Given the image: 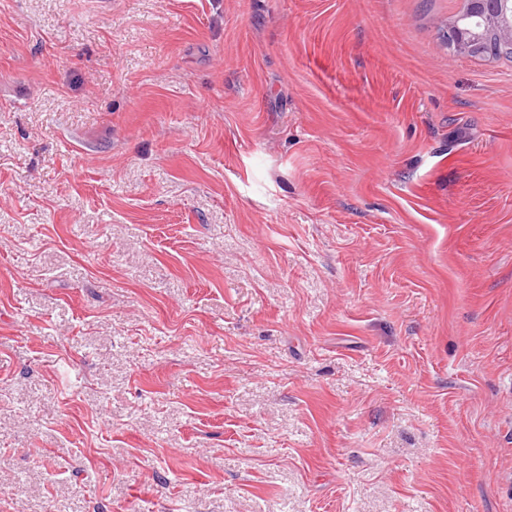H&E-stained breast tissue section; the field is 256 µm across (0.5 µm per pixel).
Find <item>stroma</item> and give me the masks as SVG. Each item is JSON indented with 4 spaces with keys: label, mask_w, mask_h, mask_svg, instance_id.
Returning a JSON list of instances; mask_svg holds the SVG:
<instances>
[{
    "label": "stroma",
    "mask_w": 512,
    "mask_h": 512,
    "mask_svg": "<svg viewBox=\"0 0 512 512\" xmlns=\"http://www.w3.org/2000/svg\"><path fill=\"white\" fill-rule=\"evenodd\" d=\"M466 5L0 0V512H512Z\"/></svg>",
    "instance_id": "stroma-1"
}]
</instances>
